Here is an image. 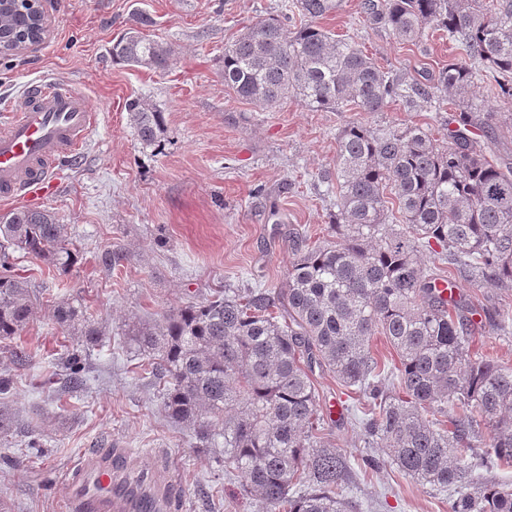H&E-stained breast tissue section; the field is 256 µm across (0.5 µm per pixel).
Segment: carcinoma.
Segmentation results:
<instances>
[{"instance_id": "cac0c4a2", "label": "carcinoma", "mask_w": 512, "mask_h": 512, "mask_svg": "<svg viewBox=\"0 0 512 512\" xmlns=\"http://www.w3.org/2000/svg\"><path fill=\"white\" fill-rule=\"evenodd\" d=\"M293 5L294 31L263 19L224 48V86L237 97L263 108L292 97L335 112L419 99L438 111L454 105L457 126L437 138L419 126L350 122L336 138V240L295 248L279 289L226 288L137 328L131 341L163 383L167 416L193 429L198 448L224 444V462L266 512H346L348 462L321 442L315 363L370 399L368 443H383L419 482L455 488L448 512H512L511 484L471 490L476 470L512 466V367L471 355L476 322L452 309L439 283L453 281L423 258L427 250L477 283L512 287V162L468 135L494 118L474 102L476 80L512 107V0H365L367 18L399 40L419 46L442 31L463 51L409 84L315 24L340 0ZM136 24L112 41V61L165 70L170 49L141 31L149 17ZM1 25L28 28L24 4ZM125 108L138 139L157 142L162 113L142 97ZM16 251L62 272L74 261L52 212L0 215V341L17 338L40 302L9 265ZM52 317L85 344L100 341L75 301L53 305ZM374 336L396 351L393 369L372 354ZM65 363L70 386L82 388L79 354Z\"/></svg>"}]
</instances>
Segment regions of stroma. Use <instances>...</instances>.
<instances>
[{
	"label": "stroma",
	"instance_id": "1",
	"mask_svg": "<svg viewBox=\"0 0 512 512\" xmlns=\"http://www.w3.org/2000/svg\"><path fill=\"white\" fill-rule=\"evenodd\" d=\"M287 0H54L51 33L37 50L0 54V113L32 81L76 85L98 113L79 160L64 167L43 203L68 228L76 259L66 272L14 254L16 272L30 280L42 304L16 342H0V375L12 377L0 406L18 423L0 438V503L8 512H66L69 465L85 453L117 443L133 468L172 484L170 512H262L224 466L223 448L201 450L192 429L165 416L159 384L130 340L136 327L161 320L188 301L227 288H280L294 245L328 239L335 207L322 175L336 171V136L351 120L374 127L428 128L441 138L454 114L420 103L395 102L384 111H320L286 99L266 109L237 99L224 86V47L258 20L281 16ZM364 0H342L321 27L353 39L381 69L406 80L455 58L442 33L427 52L370 23ZM146 32L173 50L159 72L113 62L112 39L137 15ZM142 96L161 110L159 142L137 139L125 110ZM121 249L126 258L105 268L100 256ZM457 300L479 328L472 351L512 366V327L496 313L512 309V288L479 285L448 262ZM79 298L102 331L94 346L61 330L56 302ZM30 355L16 364L11 345ZM80 349L83 389L66 388V351ZM321 410L343 411L324 421V440L349 459L344 496L349 512H448L452 488L437 489L400 471L387 449L368 444L361 429L367 400L330 373L313 371Z\"/></svg>",
	"mask_w": 512,
	"mask_h": 512
}]
</instances>
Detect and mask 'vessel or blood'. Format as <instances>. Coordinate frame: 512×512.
Here are the masks:
<instances>
[{"label": "vessel or blood", "mask_w": 512, "mask_h": 512, "mask_svg": "<svg viewBox=\"0 0 512 512\" xmlns=\"http://www.w3.org/2000/svg\"><path fill=\"white\" fill-rule=\"evenodd\" d=\"M98 115L74 86L34 82L0 126V200L29 205L52 195L62 163L77 158ZM127 449L109 448L67 472V512H167L172 491L153 473L128 474Z\"/></svg>", "instance_id": "1"}]
</instances>
